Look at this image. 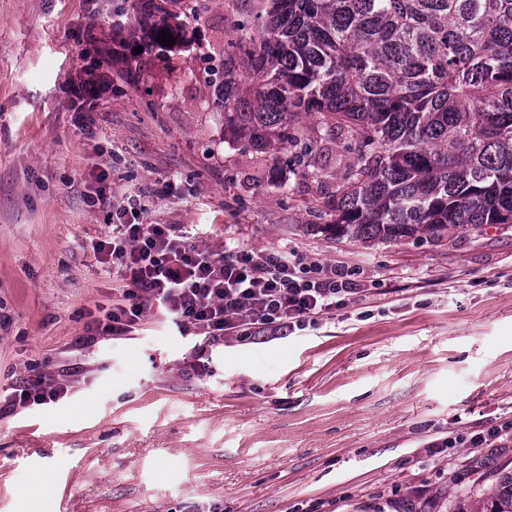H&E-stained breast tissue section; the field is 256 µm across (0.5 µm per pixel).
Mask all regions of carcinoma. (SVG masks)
I'll list each match as a JSON object with an SVG mask.
<instances>
[{"label": "carcinoma", "mask_w": 512, "mask_h": 512, "mask_svg": "<svg viewBox=\"0 0 512 512\" xmlns=\"http://www.w3.org/2000/svg\"><path fill=\"white\" fill-rule=\"evenodd\" d=\"M133 46L194 49L201 0H166ZM250 35L208 68L235 141L318 175L340 135L352 163L316 211L330 238L394 242L512 224V0H261ZM168 31L174 44L157 35ZM313 121L308 141L293 135ZM470 512H512V472Z\"/></svg>", "instance_id": "carcinoma-1"}]
</instances>
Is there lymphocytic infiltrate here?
I'll return each instance as SVG.
<instances>
[{
	"label": "lymphocytic infiltrate",
	"instance_id": "obj_1",
	"mask_svg": "<svg viewBox=\"0 0 512 512\" xmlns=\"http://www.w3.org/2000/svg\"><path fill=\"white\" fill-rule=\"evenodd\" d=\"M95 202L106 209L111 230L94 255L122 286L111 305L87 310V340L130 339L159 306L164 322L198 345L249 344L268 332L288 336L317 325L356 292L345 268L285 250L228 245L215 251L196 244L184 225L140 222L136 200L114 208L101 193ZM67 394V383L39 373L0 400V413Z\"/></svg>",
	"mask_w": 512,
	"mask_h": 512
}]
</instances>
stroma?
Instances as JSON below:
<instances>
[{
  "label": "stroma",
  "mask_w": 512,
  "mask_h": 512,
  "mask_svg": "<svg viewBox=\"0 0 512 512\" xmlns=\"http://www.w3.org/2000/svg\"><path fill=\"white\" fill-rule=\"evenodd\" d=\"M119 6L134 28V0H0V390L78 367L67 399L0 418V512H468L465 494L512 471V442L427 445L512 420V224L392 243L314 232L315 199L351 160L343 140L317 181L272 183L275 152L226 138L193 52L114 61L82 121L68 87L98 53L72 32L108 28ZM257 12L208 0L206 51ZM98 183L139 200L144 223L336 263L359 291L317 329L251 344L82 343L114 284L93 252L109 232L85 197ZM57 467L70 491L37 495Z\"/></svg>",
  "instance_id": "stroma-1"
}]
</instances>
